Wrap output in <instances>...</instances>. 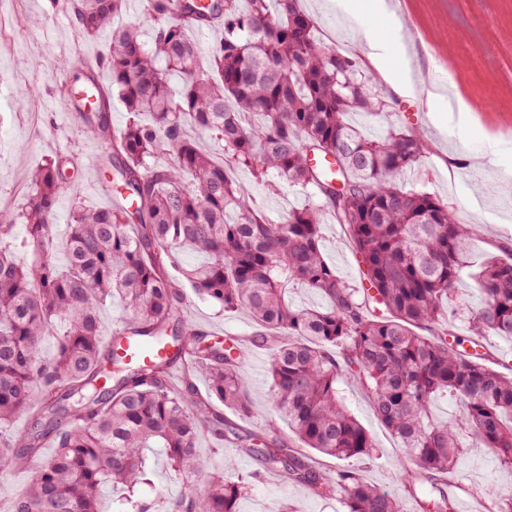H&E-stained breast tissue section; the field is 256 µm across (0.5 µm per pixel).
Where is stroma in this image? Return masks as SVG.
Listing matches in <instances>:
<instances>
[{
    "instance_id": "35a3bbf8",
    "label": "stroma",
    "mask_w": 512,
    "mask_h": 512,
    "mask_svg": "<svg viewBox=\"0 0 512 512\" xmlns=\"http://www.w3.org/2000/svg\"><path fill=\"white\" fill-rule=\"evenodd\" d=\"M315 23L321 45L345 54L364 29L393 43L387 61L391 70L408 68L415 79L439 85L443 103L430 111L426 99L398 94L371 66L366 52L357 59L371 75L389 105L387 112L367 117L355 112L350 123L364 134L383 133L390 125L420 132L426 156L400 182L405 188L429 193L447 203L460 221L473 225L477 236L473 262L492 254L512 258V0H398V29L369 12L349 18L339 0H299ZM37 25H25L26 17ZM110 31L86 39L73 24L70 0H0V209L23 204L30 175L45 159L66 156L82 176L65 190L56 204L50 226L55 240L67 231L74 199L99 208L105 199L99 179L84 178L97 168L104 153L89 137L82 121L66 116L59 101L75 81L57 67L59 60L77 61L84 55H104ZM464 101L470 109L467 125L448 107ZM237 181L247 185L257 204L273 219L303 208L311 188L272 190L252 170H236ZM323 248L329 263L348 281L362 280V268L342 226L326 218ZM181 312L207 342L237 336L249 338L254 322L249 313H224L219 306L184 287ZM268 352L247 347L241 375L249 387L252 413L243 428L267 429L276 415L266 378ZM344 402L370 431L376 448L360 470L368 481L396 495L404 512L416 505L400 479L402 453L394 437L375 418L365 390L353 379L339 383ZM151 470L149 484L140 486L145 500L154 502L181 496L185 487L175 480L166 457L155 448L146 452ZM449 497L478 499L486 512H495V493L512 492V467L501 463L489 449L468 445L447 475ZM239 512H343L339 498L324 499L287 482L276 473L265 474L238 502Z\"/></svg>"
}]
</instances>
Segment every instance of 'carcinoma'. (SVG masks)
<instances>
[{
    "label": "carcinoma",
    "mask_w": 512,
    "mask_h": 512,
    "mask_svg": "<svg viewBox=\"0 0 512 512\" xmlns=\"http://www.w3.org/2000/svg\"><path fill=\"white\" fill-rule=\"evenodd\" d=\"M124 0H74L84 38L112 29L104 56L110 85L84 115L85 132L105 145L94 177L114 180L112 205L73 200L65 261L50 235L56 203L74 181L70 159L45 160L21 210H0V465L35 468L9 512H98L100 486L121 484L124 512H152L135 496L150 482L144 449L161 448L174 477L191 487L164 512H237L263 471L281 474L315 495L340 494L345 512H403L399 500L356 469L328 474L309 452L361 459L376 448L346 409L338 388L349 376L368 391L373 412L397 440L403 479L421 512H452L442 477L455 466L462 437L512 466V375L492 367L485 336L512 337V261L494 259L471 273L483 295L473 309L458 296L474 231L448 204L408 190L401 176L426 154L419 134L392 126L375 136L349 123L353 112L386 111L356 58L321 46L298 0H144L151 42L141 23L112 28ZM220 29L208 51L189 37ZM182 76L180 90L169 74ZM128 119L120 136L107 120L112 94ZM223 143L217 161L199 140ZM331 156L328 177L315 157ZM164 157L166 164L156 160ZM247 167L262 179L314 189L316 200L274 221L233 178ZM191 176L194 189L183 186ZM346 230L363 265L351 285L323 255V213ZM31 263L14 259L17 227ZM188 251L206 261L179 267ZM182 275L222 311H247L250 343L270 353L274 411L289 432L248 431L197 396L192 378L206 374L210 393L241 417L250 394L241 377L238 339L204 345L180 314L183 298L169 272ZM305 288L327 305L297 309L288 290ZM119 297L127 336L154 338L175 352L132 366L102 342L101 306ZM468 316L472 350L460 349L453 320ZM65 326L56 356L42 359L43 336ZM184 384L171 383L172 369ZM451 395L460 421H436L434 400ZM34 424L9 433L15 417ZM234 444L257 470L209 473L201 486L199 437Z\"/></svg>",
    "instance_id": "obj_1"
}]
</instances>
